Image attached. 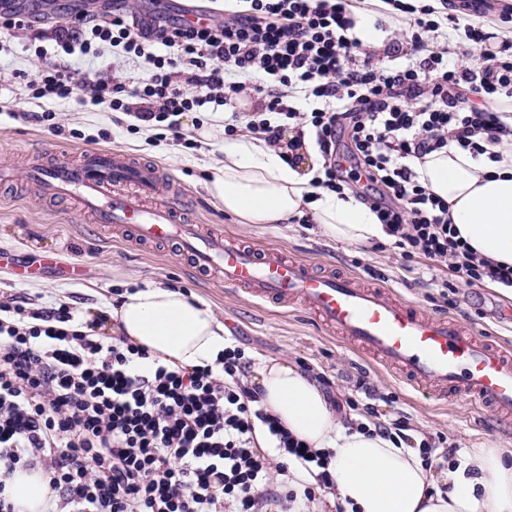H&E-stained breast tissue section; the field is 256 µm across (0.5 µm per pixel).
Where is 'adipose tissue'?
<instances>
[{
  "instance_id": "ef3b65f1",
  "label": "adipose tissue",
  "mask_w": 512,
  "mask_h": 512,
  "mask_svg": "<svg viewBox=\"0 0 512 512\" xmlns=\"http://www.w3.org/2000/svg\"><path fill=\"white\" fill-rule=\"evenodd\" d=\"M503 159H475L448 147L427 155L422 182L447 200L460 238L478 254L512 266V145ZM313 175L289 166L279 150L252 136L224 144L206 190L244 224H285L302 209L339 242L385 239L372 210L349 196L312 186ZM105 313L126 343L173 368L214 363L229 344L224 323L195 296L160 285L121 295ZM268 411L298 440L326 452L334 481L330 503L345 512H512V448H467L435 477L419 450L351 428L323 390L288 362L256 370ZM4 493L19 512H41L52 490L37 471H17Z\"/></svg>"
}]
</instances>
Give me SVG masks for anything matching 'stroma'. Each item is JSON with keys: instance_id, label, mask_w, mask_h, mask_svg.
Instances as JSON below:
<instances>
[{"instance_id": "35a3bbf8", "label": "stroma", "mask_w": 512, "mask_h": 512, "mask_svg": "<svg viewBox=\"0 0 512 512\" xmlns=\"http://www.w3.org/2000/svg\"><path fill=\"white\" fill-rule=\"evenodd\" d=\"M53 6H46L40 29L0 32V162L10 165L13 183L0 190V251L12 253L16 265L28 266L43 255H54L36 278L20 281L0 268V297L39 299L50 306L63 301L78 314H94L119 294L151 284L176 288L205 301L223 320L232 344H244L252 360L285 359L299 368L326 374L339 401L362 409L368 394L379 397L382 420L406 413L414 427L413 443L429 439L433 463H441L448 449L475 448L492 442L512 448V426L493 412L465 400L451 401L433 389H415L392 368L357 352L328 333L298 305L280 307L254 303L246 293L222 288L194 272L172 243L133 241L126 229L95 223L73 200L44 197L29 183L27 169L48 161L45 149L60 150L59 161L77 160L81 150L96 147L121 151L161 169L183 203V212L203 228H218L239 245H271L316 264L318 269L353 273L370 287L385 286L431 315H453L486 328L491 340L512 344V297L494 284L461 286L444 294L439 281L449 279L443 265L430 266L420 258L406 263L387 240L348 244L332 240L314 223L294 217L285 224H242L228 216L205 189L208 159L224 148V123L211 113L190 112L180 117L182 128L212 123L213 138L198 150L158 140L153 128L142 125L129 132L132 117L113 121L108 105L74 101L52 106L62 129L54 135L42 123L20 119L26 104L18 96L28 75L40 67L34 49L41 31L55 23Z\"/></svg>"}]
</instances>
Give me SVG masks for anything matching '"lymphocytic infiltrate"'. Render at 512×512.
Returning a JSON list of instances; mask_svg holds the SVG:
<instances>
[{"mask_svg":"<svg viewBox=\"0 0 512 512\" xmlns=\"http://www.w3.org/2000/svg\"><path fill=\"white\" fill-rule=\"evenodd\" d=\"M86 2L68 0L67 24L35 51L45 64L26 83L31 120L58 130L46 102L85 93L196 149L180 116L223 108L226 136L250 132L289 165L313 142L323 158L313 186L341 195L365 179L359 200L406 260L448 265L454 288L512 287V266L461 240L447 202L417 172L450 144L498 162V146L512 142V30L491 29L512 21V7L470 0L466 10L439 13L386 0L407 20L422 58L382 66L352 35V0H241L222 20L197 25L165 12L144 25L122 7L99 12ZM453 43L476 51L478 64L449 60ZM54 49L88 58L109 50L145 75L130 89L108 72L78 77L47 63ZM180 67L190 70L194 92L174 81ZM126 92L148 109L133 111ZM243 95L259 98L260 111H237ZM98 325L65 302L0 300V490L22 468L45 475L54 493L47 512H294L333 488L325 453L268 412L244 349L229 346L212 365L143 368V350L106 340ZM260 424L280 461L257 448ZM293 463L314 474L300 491L288 483Z\"/></svg>","mask_w":512,"mask_h":512,"instance_id":"f902f5d3","label":"lymphocytic infiltrate"}]
</instances>
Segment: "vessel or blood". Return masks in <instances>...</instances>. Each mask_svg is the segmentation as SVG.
<instances>
[{
    "label": "vessel or blood",
    "mask_w": 512,
    "mask_h": 512,
    "mask_svg": "<svg viewBox=\"0 0 512 512\" xmlns=\"http://www.w3.org/2000/svg\"><path fill=\"white\" fill-rule=\"evenodd\" d=\"M76 165L34 167L31 179L51 198L76 199L96 223L130 227L140 241H177L194 268L218 272L225 287L278 305L300 304L329 331L451 398L491 406L512 419V352L454 317L427 314L412 302L351 275H320L281 249L233 244L222 230L202 232L176 218L178 198L161 197L154 166L103 148L80 153Z\"/></svg>",
    "instance_id": "1"
}]
</instances>
